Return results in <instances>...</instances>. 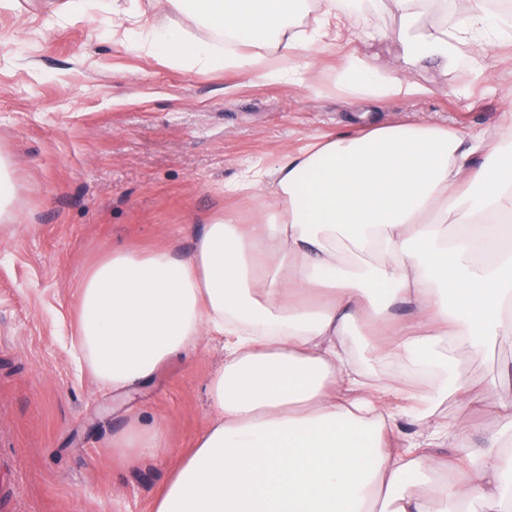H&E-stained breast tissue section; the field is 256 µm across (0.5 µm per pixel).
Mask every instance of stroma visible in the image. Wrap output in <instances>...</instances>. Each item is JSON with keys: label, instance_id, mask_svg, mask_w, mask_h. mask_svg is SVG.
I'll return each instance as SVG.
<instances>
[{"label": "stroma", "instance_id": "1", "mask_svg": "<svg viewBox=\"0 0 512 512\" xmlns=\"http://www.w3.org/2000/svg\"><path fill=\"white\" fill-rule=\"evenodd\" d=\"M118 6L76 24L58 22L40 0L0 8V155L16 187L12 224L0 228V512H151L177 457L210 422L220 341L122 394L79 361L78 288L106 250L189 249L190 228L227 208L252 220L251 202L225 195V184L246 163L313 138L418 119L492 131L512 101V42L486 46L481 79L465 55L448 70L405 68L388 37L399 24L389 0L355 11V47L426 92L381 107L337 91L335 47L320 49L297 83L234 68L186 71L133 47L124 28L184 26L200 40L212 31L156 0ZM456 361L459 380L481 397L512 366V347L462 348ZM437 413L452 430L495 427L454 397ZM135 418L162 424L156 454L129 459L112 449Z\"/></svg>", "mask_w": 512, "mask_h": 512}]
</instances>
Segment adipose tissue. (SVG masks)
<instances>
[{
    "instance_id": "adipose-tissue-1",
    "label": "adipose tissue",
    "mask_w": 512,
    "mask_h": 512,
    "mask_svg": "<svg viewBox=\"0 0 512 512\" xmlns=\"http://www.w3.org/2000/svg\"><path fill=\"white\" fill-rule=\"evenodd\" d=\"M312 32L293 19L305 0H162L194 25L228 35L224 56L182 28L152 30V57L193 69H255L268 45L311 67L312 46L349 31V0H324ZM390 33L410 66H450L469 47L473 67L492 40L512 39V15L459 0L452 29L424 26L421 0H393ZM342 93L382 101L413 92L407 79L358 51L336 72ZM497 137L429 122L378 124L256 163L225 185L260 210L227 211L182 252L115 247L80 283L75 351L99 383H150L172 357L224 343L209 384L213 417L182 454L152 512H512V399L477 400L496 421L473 442L449 431L438 400L471 399L450 350L512 345V103ZM452 216L447 234L441 219ZM362 338L388 372L376 385L347 362ZM430 379L423 405L394 412L401 371ZM417 430L392 444L399 416ZM454 438L458 451L432 455ZM162 445V427L133 422L113 449Z\"/></svg>"
}]
</instances>
